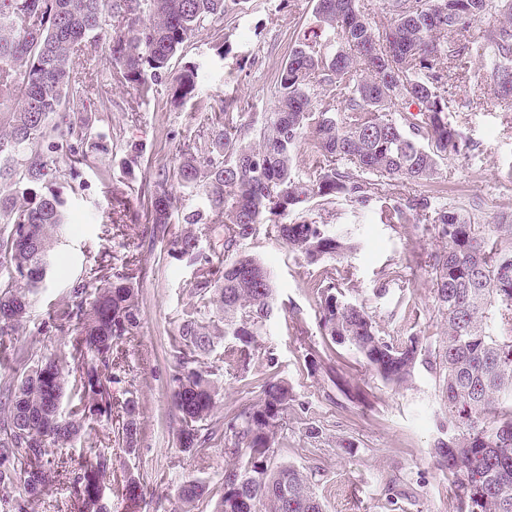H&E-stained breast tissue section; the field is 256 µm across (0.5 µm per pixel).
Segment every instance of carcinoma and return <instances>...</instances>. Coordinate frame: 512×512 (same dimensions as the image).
<instances>
[{
	"mask_svg": "<svg viewBox=\"0 0 512 512\" xmlns=\"http://www.w3.org/2000/svg\"><path fill=\"white\" fill-rule=\"evenodd\" d=\"M239 0H0V361L26 365L7 337L18 334L29 294L47 275L56 227L64 223L58 189L96 168L93 152L107 136L95 126L92 84L72 76L73 56L105 45L119 82L134 100L165 87L186 103L202 91L197 63L170 80L171 61L195 31L224 19ZM387 24L370 21L361 0H316L313 25L297 35L276 81L271 111H233L218 98L206 130L185 137L177 166L158 162L145 176L143 209L113 206L116 222L142 224L141 241L165 238L172 223L174 186L205 195L203 208H184L187 228L169 255L196 270L191 301L177 319L172 403L179 444L206 455L224 439V495L214 512H325L312 474L273 465L278 430L288 420V381L265 382L258 401L215 418L224 371L247 376L274 353L260 330L279 309L267 269L243 250L260 229L288 244L308 265L340 260L350 242L310 219L286 223L300 204L317 199L380 202L383 224H429L445 242L427 254L435 308L448 327L438 353L447 394L448 441L439 447L450 481V512H512V224H477L468 212L432 203L420 187L440 163L470 143L449 108L467 64L482 63L489 99L507 106L502 81L512 79V0H383ZM115 32L102 33L108 20ZM486 20L482 39L464 32ZM312 142L305 170L294 156ZM121 167L140 165L142 145H124ZM65 166H60V161ZM222 224L223 254L200 247ZM129 268H111L100 285L72 287L52 328L74 324L71 358L45 357L0 378V485L18 495L0 512H27L54 473L57 450L80 439L85 420L112 416L118 343L141 324ZM343 271L326 272L315 288L319 327L330 344L309 352L310 366L330 380L334 345L363 358L385 383L406 382L421 355L414 337L393 343L378 335L363 307L345 299ZM220 315L215 320L213 314ZM216 364L204 358L217 348ZM78 400L67 415L64 395ZM123 441L136 447L139 403L125 398ZM73 472L86 512H100L111 460L94 446ZM208 485L187 479L185 504L203 500Z\"/></svg>",
	"mask_w": 512,
	"mask_h": 512,
	"instance_id": "cac0c4a2",
	"label": "carcinoma"
}]
</instances>
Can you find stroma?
<instances>
[{
  "mask_svg": "<svg viewBox=\"0 0 512 512\" xmlns=\"http://www.w3.org/2000/svg\"><path fill=\"white\" fill-rule=\"evenodd\" d=\"M312 0H240L223 20L208 24L187 42L174 59V72L203 63L208 78L203 92L184 105L159 94L139 109L116 80L104 49L73 59V72L94 78L108 103L97 112V125L114 146L142 143L146 157L175 163L180 140L204 124L215 99H234L242 111H268L275 81L296 33L312 17ZM229 52L218 56V45ZM495 100L485 99L467 112L461 124L471 148L443 163L429 182V193L473 211L480 223L496 224L512 217V129ZM142 170L133 176L120 171L113 150L101 153L98 168L86 171L84 185L65 191L67 216L43 285L35 290L32 306L18 335L20 348L43 356H69L72 335L45 333L50 315L62 308L74 284L90 278L92 270L131 265L141 325L121 345L120 363L125 386L140 401V433L134 452L122 441V412L111 418L90 419L84 436L112 457L106 479L107 512H181L177 488L186 477L206 482L210 495L191 512H212L223 492L224 443L215 441L208 456L182 451L171 394L176 359L171 339L180 309L190 299L194 268L173 260L171 237L181 225H171L167 239L141 246L143 227L112 220V198L122 196L128 209L140 210L138 186ZM378 203L361 206L339 201L329 218L331 229L353 248L344 259L306 265L277 237L259 233L245 250L271 270L281 309L266 323L260 341L276 357L275 367L259 365L248 379L221 374L217 415L255 402L269 374L285 379L295 402L278 434L276 461L315 469L316 489L326 512H448L447 472L435 454L446 436L445 390L429 362L442 344L447 328L435 309L427 267L409 263L411 251L428 253L440 242L432 228L421 224H384ZM342 267L348 273L343 289L348 300L362 305L373 317L380 336L388 340L415 337L425 351L412 376L401 386L385 384L353 351L337 347L336 366L366 397L343 393L327 376L312 372L305 361L307 346L321 344L319 299L314 288L324 271ZM300 319H293L292 310ZM138 477L142 496L129 501L120 493L125 474ZM399 483L410 494L392 508L386 489ZM29 512H80L75 489L66 472H59L48 490L35 499Z\"/></svg>",
  "mask_w": 512,
  "mask_h": 512,
  "instance_id": "obj_1",
  "label": "stroma"
}]
</instances>
